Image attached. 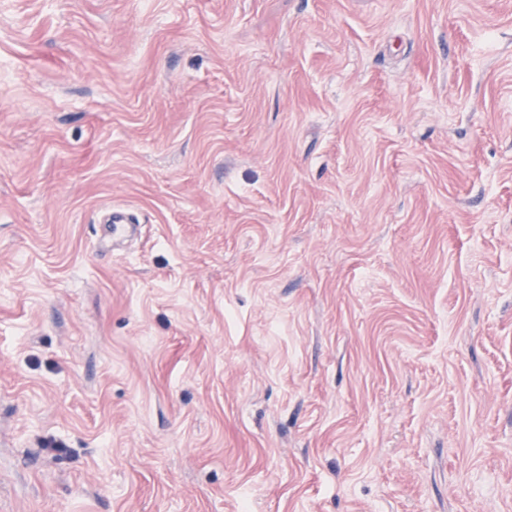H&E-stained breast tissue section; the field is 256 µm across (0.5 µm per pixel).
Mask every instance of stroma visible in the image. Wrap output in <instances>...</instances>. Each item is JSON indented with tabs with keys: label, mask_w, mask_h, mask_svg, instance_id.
<instances>
[{
	"label": "stroma",
	"mask_w": 512,
	"mask_h": 512,
	"mask_svg": "<svg viewBox=\"0 0 512 512\" xmlns=\"http://www.w3.org/2000/svg\"><path fill=\"white\" fill-rule=\"evenodd\" d=\"M0 512H512V0H0Z\"/></svg>",
	"instance_id": "obj_1"
}]
</instances>
